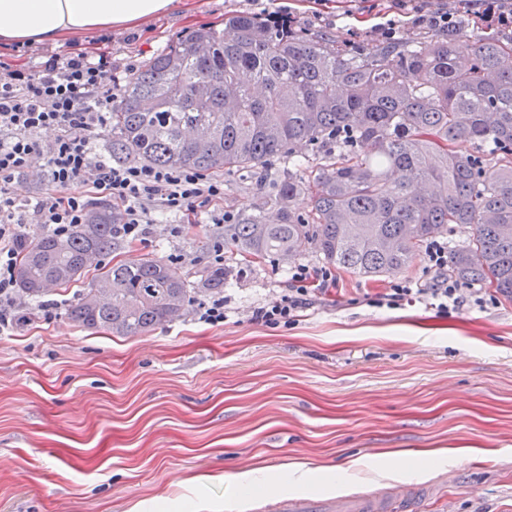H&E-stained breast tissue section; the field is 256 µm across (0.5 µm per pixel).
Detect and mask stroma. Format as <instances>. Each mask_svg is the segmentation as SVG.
Returning <instances> with one entry per match:
<instances>
[{
  "label": "stroma",
  "instance_id": "35a3bbf8",
  "mask_svg": "<svg viewBox=\"0 0 512 512\" xmlns=\"http://www.w3.org/2000/svg\"><path fill=\"white\" fill-rule=\"evenodd\" d=\"M181 15L112 30L117 62H144L183 32L250 12L290 14L293 29L324 36L357 57L387 42L412 47L422 28L373 33L389 0H187ZM137 33L142 48L128 45ZM274 160L259 172L224 173V209L260 207L288 174ZM147 242L120 244L115 260L184 255L191 283L210 267L224 230L155 212ZM324 268L315 252L233 267L223 324L182 316L134 337L78 327L67 315L0 335V512H188L196 499L223 503L236 475L289 465L343 468L341 487L295 486L321 502L386 487L378 469L444 448L448 456L408 483L443 490L426 512H512V301L480 289L488 304L446 313L419 302L386 306L390 279L342 271L294 324L254 322L255 308L284 294L292 270ZM457 481L443 486L445 473Z\"/></svg>",
  "mask_w": 512,
  "mask_h": 512
}]
</instances>
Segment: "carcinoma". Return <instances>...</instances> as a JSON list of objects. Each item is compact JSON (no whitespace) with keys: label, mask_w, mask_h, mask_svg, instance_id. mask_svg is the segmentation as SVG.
<instances>
[{"label":"carcinoma","mask_w":512,"mask_h":512,"mask_svg":"<svg viewBox=\"0 0 512 512\" xmlns=\"http://www.w3.org/2000/svg\"><path fill=\"white\" fill-rule=\"evenodd\" d=\"M112 159L222 174L293 158L295 144L326 151L275 188L264 211L224 225V250L284 257L310 245L325 263L369 280L405 270L425 241L455 224L458 280L512 301V39L483 37L471 59L432 31L415 48L352 56L321 37L284 31L249 13L185 32L124 79L105 131ZM460 140L476 144L465 155ZM307 196L309 210L292 203ZM124 211L93 203L63 236L27 240L17 288L40 298L88 282L69 318L85 330L137 336L184 310L190 294L224 287L214 267L199 288L161 259L104 266Z\"/></svg>","instance_id":"1"}]
</instances>
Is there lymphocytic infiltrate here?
Wrapping results in <instances>:
<instances>
[{
  "mask_svg": "<svg viewBox=\"0 0 512 512\" xmlns=\"http://www.w3.org/2000/svg\"><path fill=\"white\" fill-rule=\"evenodd\" d=\"M110 50L72 48L66 54L25 46L0 57V335L27 326L15 270L31 225L65 233L83 223L94 200L112 199L124 213L116 225L117 237L146 241L153 210L194 223L206 216L214 224L234 223L225 212L224 182L189 169L112 163L95 154L93 143L107 126V116L117 98L119 83ZM42 129L55 130L48 143L34 140ZM42 156L40 172L32 159ZM40 176L55 187L54 193L36 199L17 196L21 180ZM425 261L432 272L428 287L410 282L391 284L388 304L432 301L439 311L458 309L467 302L484 305L480 295H467L448 273V245L437 239L425 246ZM330 270L296 267L286 294L254 309L255 321L266 325L290 323L324 293Z\"/></svg>",
  "mask_w": 512,
  "mask_h": 512,
  "instance_id": "1",
  "label": "lymphocytic infiltrate"
}]
</instances>
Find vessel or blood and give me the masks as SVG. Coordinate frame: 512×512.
I'll list each match as a JSON object with an SVG mask.
<instances>
[{"label":"vessel or blood","instance_id":"1","mask_svg":"<svg viewBox=\"0 0 512 512\" xmlns=\"http://www.w3.org/2000/svg\"><path fill=\"white\" fill-rule=\"evenodd\" d=\"M420 506L421 498L414 488L396 484L383 497L361 493L339 498L322 507L301 498L278 497L270 508L272 512H418Z\"/></svg>","mask_w":512,"mask_h":512}]
</instances>
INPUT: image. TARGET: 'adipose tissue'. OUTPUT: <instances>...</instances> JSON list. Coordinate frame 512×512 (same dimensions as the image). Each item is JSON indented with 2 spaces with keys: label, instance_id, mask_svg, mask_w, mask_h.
<instances>
[{
  "label": "adipose tissue",
  "instance_id": "1",
  "mask_svg": "<svg viewBox=\"0 0 512 512\" xmlns=\"http://www.w3.org/2000/svg\"><path fill=\"white\" fill-rule=\"evenodd\" d=\"M183 7L184 0H0V43L78 40Z\"/></svg>",
  "mask_w": 512,
  "mask_h": 512
}]
</instances>
